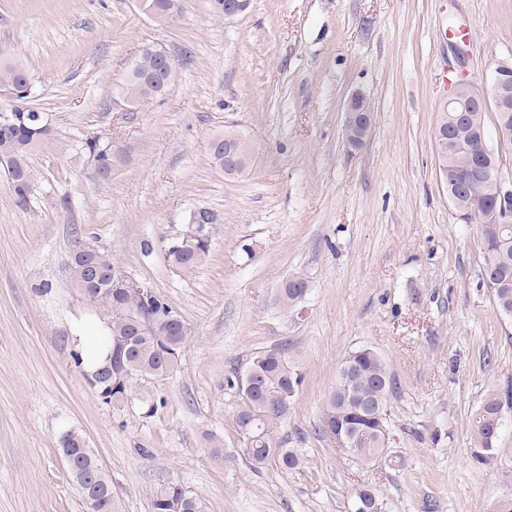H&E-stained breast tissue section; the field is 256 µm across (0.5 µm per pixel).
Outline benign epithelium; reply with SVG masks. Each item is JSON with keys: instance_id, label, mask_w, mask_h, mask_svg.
Segmentation results:
<instances>
[{"instance_id": "benign-epithelium-1", "label": "benign epithelium", "mask_w": 512, "mask_h": 512, "mask_svg": "<svg viewBox=\"0 0 512 512\" xmlns=\"http://www.w3.org/2000/svg\"><path fill=\"white\" fill-rule=\"evenodd\" d=\"M495 104L498 112L512 110V61L504 60L496 64L492 71L489 91L485 92L460 76L450 82V93L442 111L456 113L455 122L467 123L466 113L475 109L484 111L489 103ZM372 126V113L369 103L360 95L351 96L345 105L344 135L347 144L353 149L360 148L368 138ZM251 157L230 153L224 161V174L233 176L249 165ZM441 182H453L449 200L458 217L465 219L468 212L478 205L482 191L490 188L495 197V207L484 214L486 224L512 223V178H505L495 166H470L464 173L453 179L448 178V168L438 169ZM92 387L104 385L101 395L112 398V362L102 366V372L88 375Z\"/></svg>"}]
</instances>
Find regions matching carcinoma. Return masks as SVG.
Instances as JSON below:
<instances>
[{"label": "carcinoma", "mask_w": 512, "mask_h": 512, "mask_svg": "<svg viewBox=\"0 0 512 512\" xmlns=\"http://www.w3.org/2000/svg\"><path fill=\"white\" fill-rule=\"evenodd\" d=\"M30 70L15 54L0 48V91L20 89ZM177 78L173 63L150 49L134 58L128 75L118 86L119 98L130 105L163 98ZM12 112H0V159L7 164L8 184L17 207L25 209L38 183L30 165L31 156L49 147L55 131L46 113L24 95L17 96ZM240 145L246 135L231 126L210 142L212 162L224 168V140ZM463 138H451L445 160L467 164L462 149ZM79 152L99 157L98 181L112 180L125 161L123 149L110 140L93 135L81 142ZM478 224L484 249L482 280L492 290L498 310L512 317V224ZM206 237L181 238L163 244L164 260L175 268L189 269L200 264L209 252ZM80 230L74 231V249L67 268L74 287L94 309L105 334L88 338L91 351L112 349V365L126 366L132 381L162 376L174 370L190 333L183 318L156 293L145 298L113 286L110 271L119 268L112 259L97 252H84ZM306 278L295 275L287 285L277 289V304L283 312L294 310L307 296ZM303 376L288 361V348L258 352L243 366L225 378V387L235 391L239 406L235 423L244 428L241 452L255 470L269 466L294 469L300 459L288 447L283 432L288 410L299 392ZM394 390L392 377L382 357L371 348L349 353L340 363L336 383L329 392L321 413L318 433L339 452L362 463L382 460L388 454L387 402ZM512 404V392H490L483 399L472 421V439L478 448L476 460L482 461L495 451L504 425V407ZM65 456L73 459L76 472L71 474L77 485L94 489L99 500L98 512H119L111 495L112 482L101 468L84 437L66 431L60 437ZM354 512H385L384 502L368 488L355 494ZM153 512H205L201 499L176 482H169L153 494Z\"/></svg>", "instance_id": "cac0c4a2"}]
</instances>
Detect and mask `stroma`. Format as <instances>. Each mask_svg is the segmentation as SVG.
Listing matches in <instances>:
<instances>
[{
  "mask_svg": "<svg viewBox=\"0 0 512 512\" xmlns=\"http://www.w3.org/2000/svg\"><path fill=\"white\" fill-rule=\"evenodd\" d=\"M0 44L27 63L57 131L31 159L27 209L0 172V512H85L59 446L68 430L119 512H153L172 480L206 512H352L361 486L386 512H488L512 494V408L486 462L471 438L485 395L512 387V319L481 279L480 232L456 218L433 139L452 67L485 88L512 59V0H250L231 20L181 0L163 24L138 0H0ZM147 44L177 79L163 100L120 109L116 88ZM354 93L373 113L357 150L343 135ZM228 126L253 146L235 176L208 149ZM93 133L126 153L106 183L76 152ZM201 211L215 218L207 257L168 265L160 239ZM76 228L191 330L175 369L119 404L76 359L97 326L68 275ZM295 274L310 291L286 314L277 289ZM283 344L303 375L284 426L301 464L256 472L224 379ZM363 347L398 387L390 455L370 464L318 434L341 361Z\"/></svg>",
  "mask_w": 512,
  "mask_h": 512,
  "instance_id": "1",
  "label": "stroma"
}]
</instances>
